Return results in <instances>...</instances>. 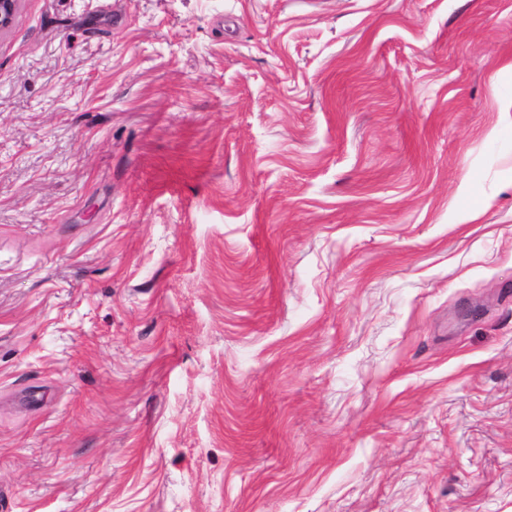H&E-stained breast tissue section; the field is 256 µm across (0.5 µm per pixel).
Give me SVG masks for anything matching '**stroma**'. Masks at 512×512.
<instances>
[{"label": "stroma", "instance_id": "obj_1", "mask_svg": "<svg viewBox=\"0 0 512 512\" xmlns=\"http://www.w3.org/2000/svg\"><path fill=\"white\" fill-rule=\"evenodd\" d=\"M0 512H512V0H20Z\"/></svg>", "mask_w": 512, "mask_h": 512}]
</instances>
